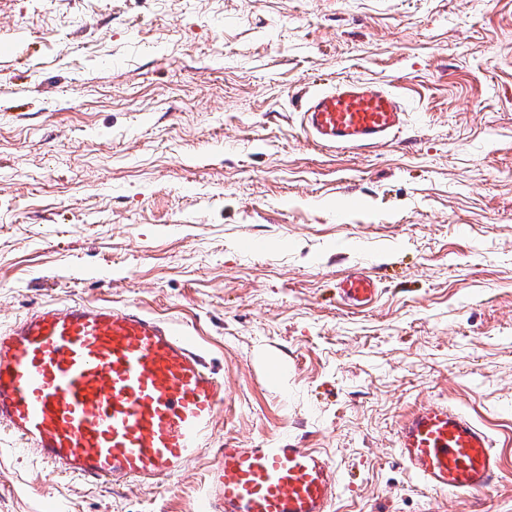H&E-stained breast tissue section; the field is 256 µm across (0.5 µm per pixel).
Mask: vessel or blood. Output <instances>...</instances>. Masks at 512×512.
I'll return each instance as SVG.
<instances>
[{
  "instance_id": "obj_1",
  "label": "vessel or blood",
  "mask_w": 512,
  "mask_h": 512,
  "mask_svg": "<svg viewBox=\"0 0 512 512\" xmlns=\"http://www.w3.org/2000/svg\"><path fill=\"white\" fill-rule=\"evenodd\" d=\"M317 146L366 151L397 138L408 114L390 88L342 79L306 96ZM380 282L351 267L342 305L371 308ZM224 383L194 337L136 307L72 300L39 305L0 326V430L57 473L88 486L180 474L215 462L198 512H332L339 472L320 450L215 446ZM400 463L428 489H491L502 461L490 434L445 401L412 410L396 432Z\"/></svg>"
}]
</instances>
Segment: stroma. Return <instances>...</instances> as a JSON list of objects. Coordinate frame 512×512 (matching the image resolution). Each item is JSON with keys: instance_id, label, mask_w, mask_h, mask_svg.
<instances>
[{"instance_id": "35a3bbf8", "label": "stroma", "mask_w": 512, "mask_h": 512, "mask_svg": "<svg viewBox=\"0 0 512 512\" xmlns=\"http://www.w3.org/2000/svg\"><path fill=\"white\" fill-rule=\"evenodd\" d=\"M0 78L1 324L171 319L224 377L216 442L321 449L334 512H512V0H0ZM339 79L395 90L401 139L316 146L304 95ZM434 399L488 430L495 487L399 464ZM212 462L91 487L0 434V512H193ZM380 293V281L363 266L351 267L336 284V295L341 304L354 310L371 308Z\"/></svg>"}]
</instances>
